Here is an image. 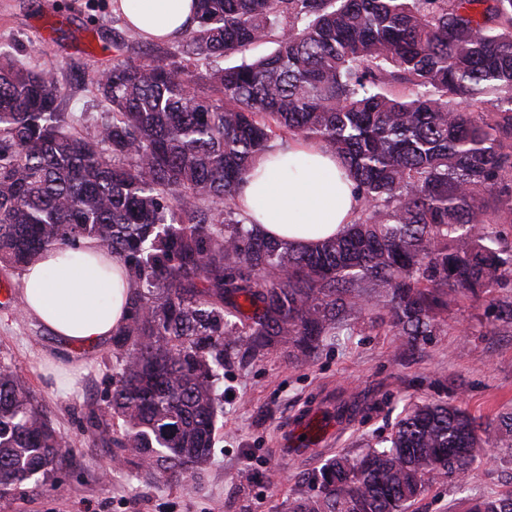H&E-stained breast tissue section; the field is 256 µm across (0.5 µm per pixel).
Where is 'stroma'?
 <instances>
[{
    "instance_id": "1",
    "label": "stroma",
    "mask_w": 512,
    "mask_h": 512,
    "mask_svg": "<svg viewBox=\"0 0 512 512\" xmlns=\"http://www.w3.org/2000/svg\"><path fill=\"white\" fill-rule=\"evenodd\" d=\"M126 26L109 0H0V45L23 64L51 70L70 86L62 104L83 114L79 133L93 137L106 110L87 82L92 70L124 58H147L153 46L118 49ZM0 362L21 376L70 443V463L55 486L27 481L0 495V512H288L303 477L327 455L358 453L391 433L405 408L448 401L477 417L512 411V327L494 322L485 297H460L437 318L431 339L405 349L391 331L362 320L328 339L319 356L299 362L280 345L224 365V416L207 478L137 479L135 464L117 465L87 430L89 411H104L118 359L111 342L76 349L27 316L21 270L0 263ZM350 413L328 450L286 460L280 440L304 410L323 402ZM512 490V464L482 461L465 484L432 485L419 512H466L470 502Z\"/></svg>"
}]
</instances>
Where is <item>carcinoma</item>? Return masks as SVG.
<instances>
[{
    "mask_svg": "<svg viewBox=\"0 0 512 512\" xmlns=\"http://www.w3.org/2000/svg\"><path fill=\"white\" fill-rule=\"evenodd\" d=\"M195 2L174 51L89 78L108 106L92 139L51 71L0 48V262L78 239L123 259L135 292L108 400L121 425L92 414L88 428L145 478L198 483L231 353L283 343L311 360L371 309L415 348L451 294H483L512 326V298L495 295L512 284V0ZM267 41L269 55L218 65ZM294 137L335 153L361 195L354 223L312 248L260 235L235 203ZM504 431L512 412L417 405L387 446L327 459L288 512H417L433 482L512 457L491 449ZM68 447L0 362V493L53 485ZM468 512H512V491Z\"/></svg>",
    "mask_w": 512,
    "mask_h": 512,
    "instance_id": "1",
    "label": "carcinoma"
}]
</instances>
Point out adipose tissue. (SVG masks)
<instances>
[{"instance_id":"1","label":"adipose tissue","mask_w":512,"mask_h":512,"mask_svg":"<svg viewBox=\"0 0 512 512\" xmlns=\"http://www.w3.org/2000/svg\"><path fill=\"white\" fill-rule=\"evenodd\" d=\"M111 2L148 39L177 37L195 17L194 0ZM237 204L260 234L308 247L343 234L359 208L354 182L335 156L298 138L258 160ZM133 291L118 255L81 240L36 255L24 271L21 300L26 314L55 336L89 348L123 326Z\"/></svg>"}]
</instances>
